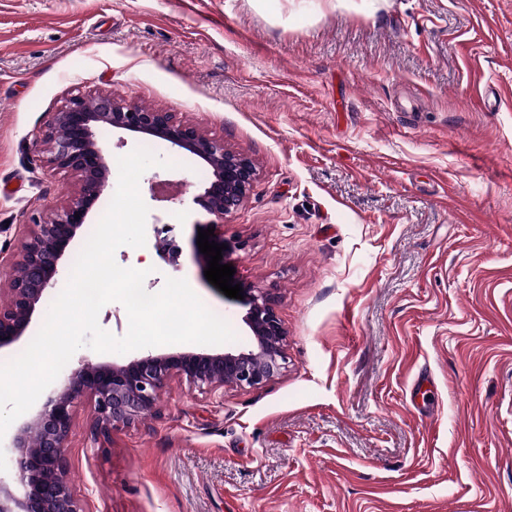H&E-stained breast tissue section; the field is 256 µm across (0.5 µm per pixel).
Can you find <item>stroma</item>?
Here are the masks:
<instances>
[{
	"label": "stroma",
	"mask_w": 512,
	"mask_h": 512,
	"mask_svg": "<svg viewBox=\"0 0 512 512\" xmlns=\"http://www.w3.org/2000/svg\"><path fill=\"white\" fill-rule=\"evenodd\" d=\"M176 116L250 156L226 263L276 300L286 371L90 439L85 512H512V0H0V288L18 229L74 175L36 140L75 92ZM151 150L146 243L116 250L160 291L185 279L251 346L240 300L194 262V158ZM173 227L182 253L155 243Z\"/></svg>",
	"instance_id": "obj_1"
}]
</instances>
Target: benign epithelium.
<instances>
[{
  "mask_svg": "<svg viewBox=\"0 0 512 512\" xmlns=\"http://www.w3.org/2000/svg\"><path fill=\"white\" fill-rule=\"evenodd\" d=\"M167 142L207 165L212 178L193 203L217 219L237 210L257 176L253 162L196 126L163 112L119 99L110 93L70 96L46 121L40 140L53 171L71 172L78 188L61 207L25 225L20 247L10 260L9 287L0 289V349L28 335L42 300L58 282L61 261L70 253L91 211L112 177L111 159L98 140L101 128ZM245 323L255 347L247 351L153 355L123 362H84L64 376L43 408L24 421L12 438L19 480L15 493L0 479V512H84L68 478V440L76 410L86 399L92 407L90 436L112 441V433L152 414L173 378L205 394L230 385L256 388L288 368L285 329L272 294L248 289Z\"/></svg>",
  "mask_w": 512,
  "mask_h": 512,
  "instance_id": "7a95c632",
  "label": "benign epithelium"
}]
</instances>
